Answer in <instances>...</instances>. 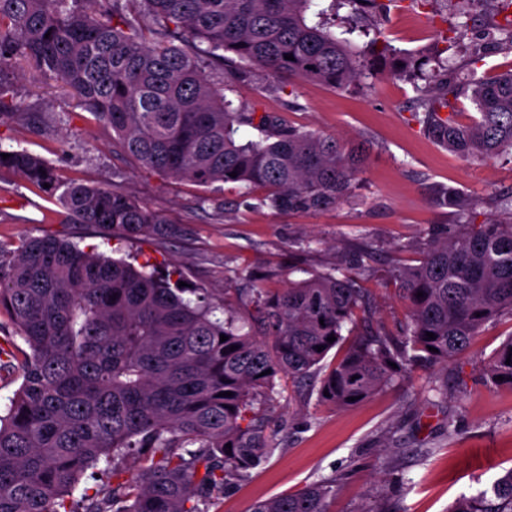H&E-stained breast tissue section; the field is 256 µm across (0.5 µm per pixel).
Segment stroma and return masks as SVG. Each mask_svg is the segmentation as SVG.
Masks as SVG:
<instances>
[{
	"label": "stroma",
	"instance_id": "35a3bbf8",
	"mask_svg": "<svg viewBox=\"0 0 512 512\" xmlns=\"http://www.w3.org/2000/svg\"><path fill=\"white\" fill-rule=\"evenodd\" d=\"M503 15L501 0H468L461 9L454 0H436L431 8L404 0L381 30L403 52L443 51L450 62L465 64L475 39L488 36ZM458 25L466 28L464 38L446 48L442 32ZM268 83L258 74L237 85L236 103L287 112L294 125L307 130L369 141L371 160L356 189L359 204L279 213L260 204V188L243 205L233 185L210 195L193 182L153 173L121 152L110 128L79 118L62 124V113L73 104L61 83L35 80L25 70L15 86L21 111L0 124V146L19 144L44 156L62 178L117 185L181 233L117 243L85 225L63 223L56 204L35 194L18 174L0 169V240L50 235L107 255L118 247L141 262L175 265L198 294L232 304L241 272L259 274L265 287L283 288L291 266L329 270L363 237L375 246L357 276L371 301L372 320L391 330L406 323L408 308L389 269L416 264L424 243L455 231L459 222L434 203V189L463 190L475 202L477 221L503 215L493 201L512 195V154L477 162L428 138L410 112L417 92L398 75L377 77L364 90L297 82L299 107L290 112ZM30 112L40 116L39 132L27 127ZM511 337L512 316L505 314L488 322L460 359L408 367L403 379L344 409L320 401L317 379L276 378L269 396L257 401L276 449L247 480L215 490L209 512H247L256 501L326 478L337 481L333 512H361L376 502L391 512H448L458 498L490 490L512 468V386L490 383L483 366ZM432 379L447 386V398L429 391Z\"/></svg>",
	"mask_w": 512,
	"mask_h": 512
}]
</instances>
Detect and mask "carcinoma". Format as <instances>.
<instances>
[{
  "instance_id": "1",
  "label": "carcinoma",
  "mask_w": 512,
  "mask_h": 512,
  "mask_svg": "<svg viewBox=\"0 0 512 512\" xmlns=\"http://www.w3.org/2000/svg\"><path fill=\"white\" fill-rule=\"evenodd\" d=\"M343 8L348 14L334 20ZM388 9L383 0H0V121L13 115L14 73L24 62L63 83L75 107L111 127L144 168L208 191L236 184L243 198L266 187L262 205L317 212L358 202L354 186L370 144L237 106L226 92L261 69L293 109L297 79L346 90L391 68L424 81L412 117L425 135L467 159L512 152V70L459 76L440 58L427 70L429 61L397 54L378 24L364 21ZM493 31L495 46L512 50V19ZM461 96L477 110L468 124L453 108ZM242 126L258 138L239 141ZM8 154L0 169L55 200L68 223L130 240L181 232L116 185L64 182L39 155ZM436 203L464 223L433 238L419 264L389 271L409 321L350 342L346 325L367 310L356 283L372 251L367 240L328 271L294 267L306 277L281 289L245 272L244 312L226 304L222 318L207 298H184L177 269L162 273L48 236L0 241V313L29 348L22 382L0 414V512H208L212 490L245 480L275 450L254 411L275 377L310 378L347 341L318 389L341 409L407 366L460 356L487 322L512 314V216L476 225L470 199L452 186ZM510 354L512 339L484 366L490 382L501 376L512 386ZM133 455L141 468L128 477ZM102 461L112 481L74 499ZM492 491L491 499L460 498L448 512H512V468ZM335 496L336 480L323 479L257 501L250 512H329Z\"/></svg>"
}]
</instances>
